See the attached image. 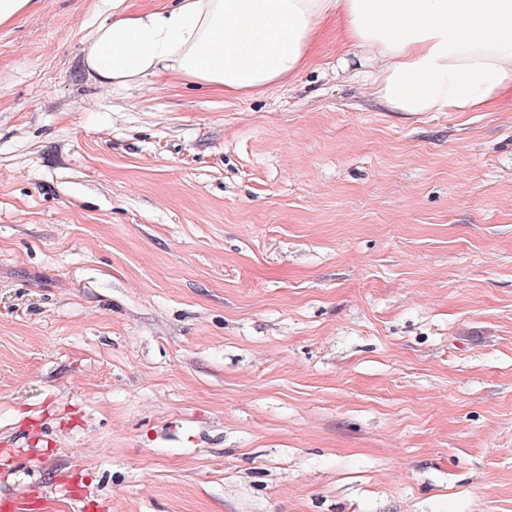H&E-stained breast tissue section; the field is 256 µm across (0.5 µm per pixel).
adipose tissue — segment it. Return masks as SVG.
<instances>
[{
  "instance_id": "adipose-tissue-1",
  "label": "adipose tissue",
  "mask_w": 512,
  "mask_h": 512,
  "mask_svg": "<svg viewBox=\"0 0 512 512\" xmlns=\"http://www.w3.org/2000/svg\"><path fill=\"white\" fill-rule=\"evenodd\" d=\"M337 71L390 112H484L512 95V0H173L100 26L83 64L128 87L166 74L253 96L309 63L324 22Z\"/></svg>"
}]
</instances>
